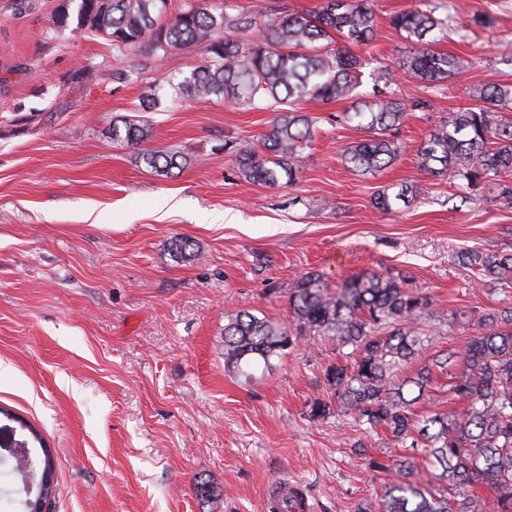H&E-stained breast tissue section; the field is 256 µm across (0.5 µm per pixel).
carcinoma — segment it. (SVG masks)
<instances>
[{"label": "carcinoma", "instance_id": "1", "mask_svg": "<svg viewBox=\"0 0 512 512\" xmlns=\"http://www.w3.org/2000/svg\"><path fill=\"white\" fill-rule=\"evenodd\" d=\"M169 2L67 0L55 26L103 35L120 52L137 50L154 58L201 46L207 57L174 87L178 97H216L237 109L277 110L258 144L235 152L239 174L248 182L296 181L317 131V118L299 111V104L309 100H357L352 111L335 115L336 123L365 132L342 150L341 162L349 171L373 176L399 160L397 130L408 108L423 109L427 103L408 105L376 85L363 90L369 62L349 46L376 37L377 22L366 0H324L318 9L302 13L269 8L237 14L214 8L209 0H194L174 15ZM391 25L411 41L402 61L410 78L435 84L464 67L462 57L440 52L425 40L438 26L431 14L409 10L394 16ZM477 101L425 134L416 150L418 167L447 177L463 202L487 196L512 204V118L503 115L512 87L487 86ZM151 136V127L136 119L112 125L115 142L140 145ZM142 160L166 177L182 165L174 153L146 150ZM171 250L185 260L198 256L185 237L171 240ZM456 259L484 286L512 285V253L465 248ZM427 305L428 299L403 281L377 271L350 275L334 289L321 273L307 271L289 294L290 321L275 322L247 309L228 318L224 366L247 383L257 364L271 369L274 359L296 347L298 337H335L354 354L347 363L325 368L336 410L361 425L384 428L412 451L398 460L355 449L371 470L395 473L377 512H479L475 487L487 489L493 512H512V307L484 314L457 310L453 322L475 323L479 333L464 348L402 375V367L427 341L420 325ZM434 366L452 369L448 402L462 405L461 410H417L431 387ZM417 457L431 468L436 485L426 488L417 480Z\"/></svg>", "mask_w": 512, "mask_h": 512}]
</instances>
